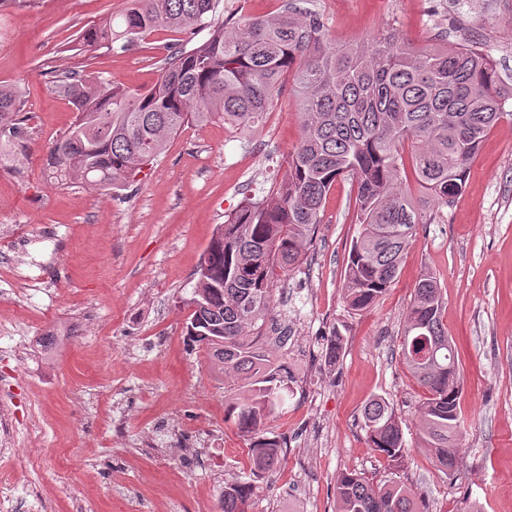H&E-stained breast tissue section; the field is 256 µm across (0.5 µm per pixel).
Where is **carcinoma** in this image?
<instances>
[{
  "label": "carcinoma",
  "instance_id": "carcinoma-1",
  "mask_svg": "<svg viewBox=\"0 0 512 512\" xmlns=\"http://www.w3.org/2000/svg\"><path fill=\"white\" fill-rule=\"evenodd\" d=\"M221 0H127L112 18L81 32L86 51L125 48L158 30L191 32L210 20L209 39L192 48L173 43L160 81L147 91L112 80L70 75L62 95L76 111L46 164L55 184L125 186L160 157L187 123L215 120L235 130L262 125L278 105L283 79L293 76L302 134L279 182L262 198L246 199L211 239L188 304L186 336L205 349L212 369L240 391L225 401L224 418L249 438L252 478L224 484L223 512H245L256 480L281 461L278 440L263 420L289 385L273 365L269 343L288 330L272 327L274 286L302 263L323 220L336 180L357 185L353 240L344 274L348 306L363 310L397 279L403 253L419 224L464 191L480 146L512 119V83L485 52L466 41L415 49L393 33L338 44L318 13L286 6L267 18L215 20ZM24 98L0 86V149L24 138ZM424 199L409 194L408 179ZM441 287L420 277L408 308L401 353L428 396L421 434L445 470L459 464L461 373L443 322ZM369 446L401 463V422L382 399L364 409ZM337 512H421L411 490L396 482L374 486L345 472L336 483Z\"/></svg>",
  "mask_w": 512,
  "mask_h": 512
}]
</instances>
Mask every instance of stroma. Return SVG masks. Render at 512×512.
Returning <instances> with one entry per match:
<instances>
[{"instance_id": "obj_1", "label": "stroma", "mask_w": 512, "mask_h": 512, "mask_svg": "<svg viewBox=\"0 0 512 512\" xmlns=\"http://www.w3.org/2000/svg\"><path fill=\"white\" fill-rule=\"evenodd\" d=\"M336 42L391 30L414 46L479 43L512 78V0H312ZM126 0H0V84L25 92L26 153L0 157V406L15 422L0 447V512H222L225 483L248 478L249 442L224 419L233 392L189 342L195 271L217 227L269 189L301 137L292 79L275 120L248 132L185 125L167 151L117 192L50 183L45 161L75 112L67 73L147 89L164 71L156 31L127 49L83 51L78 34L119 17ZM356 184L336 180L304 261L275 288L291 376L264 424L285 447L247 512H336V479L353 471L407 485L423 512H512V123L484 140L466 188L419 225L395 283L351 312L344 269L358 226ZM433 273L461 370L464 432L454 472L424 448L427 392L401 357L414 286ZM70 328L52 351L50 328ZM343 338L335 362L330 336ZM386 400L401 419V467L369 448L363 409ZM40 446L27 450L30 435Z\"/></svg>"}]
</instances>
